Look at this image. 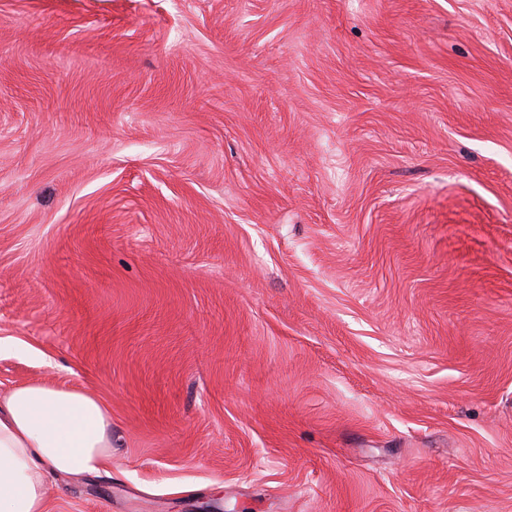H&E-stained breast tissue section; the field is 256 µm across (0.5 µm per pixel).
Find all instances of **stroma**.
<instances>
[{
  "label": "stroma",
  "mask_w": 512,
  "mask_h": 512,
  "mask_svg": "<svg viewBox=\"0 0 512 512\" xmlns=\"http://www.w3.org/2000/svg\"><path fill=\"white\" fill-rule=\"evenodd\" d=\"M29 382L48 512H512V0H0ZM112 461V409L74 387L25 383L0 397V512H47L52 478Z\"/></svg>",
  "instance_id": "1"
}]
</instances>
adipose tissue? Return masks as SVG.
Segmentation results:
<instances>
[{
    "label": "adipose tissue",
    "instance_id": "obj_1",
    "mask_svg": "<svg viewBox=\"0 0 512 512\" xmlns=\"http://www.w3.org/2000/svg\"><path fill=\"white\" fill-rule=\"evenodd\" d=\"M111 459L112 410L86 391L25 383L0 397V512H47L53 477Z\"/></svg>",
    "mask_w": 512,
    "mask_h": 512
}]
</instances>
